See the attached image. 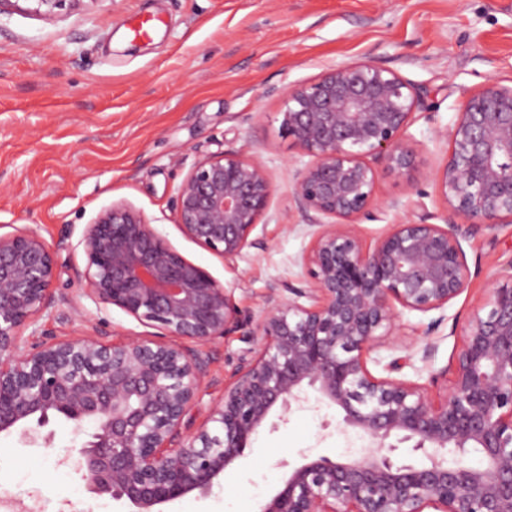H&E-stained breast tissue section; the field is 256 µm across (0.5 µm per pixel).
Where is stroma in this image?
Instances as JSON below:
<instances>
[{"label":"stroma","instance_id":"stroma-1","mask_svg":"<svg viewBox=\"0 0 512 512\" xmlns=\"http://www.w3.org/2000/svg\"><path fill=\"white\" fill-rule=\"evenodd\" d=\"M134 18L153 20L149 37L134 36ZM357 61L427 93L406 137L424 195L409 198L404 180L379 168L378 202L358 223L372 245L403 221L444 223L446 205L431 179L448 153L443 132L471 92L512 83V0H82L51 18L19 0L1 10L0 224L36 230L57 262V302L38 327L104 342L146 334L118 308L85 296L86 261L73 248L118 200L223 284L242 314L259 316L270 288L306 287L311 229L290 198L308 158L282 132L283 92ZM223 151L259 159L275 186L253 233L259 247L230 265L188 238L171 206L193 164ZM462 247L469 280L440 327L429 330L431 314L400 313L405 343L432 347L428 364L402 378L427 386L451 362L469 314L512 259V224L480 227ZM243 347L236 334L195 346L207 362V388L190 429L222 400ZM306 397L286 417H272L208 497L183 498L168 512H257L304 460L350 457L360 432L314 391ZM48 429L49 447L0 438V498L30 512H91L97 497L79 472L57 463L79 439L59 418Z\"/></svg>","mask_w":512,"mask_h":512}]
</instances>
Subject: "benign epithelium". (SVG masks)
Wrapping results in <instances>:
<instances>
[{"instance_id": "1", "label": "benign epithelium", "mask_w": 512, "mask_h": 512, "mask_svg": "<svg viewBox=\"0 0 512 512\" xmlns=\"http://www.w3.org/2000/svg\"><path fill=\"white\" fill-rule=\"evenodd\" d=\"M284 99L281 128L310 158L292 202L318 226L303 259L312 287L290 288L286 300L273 288L261 315L244 319L224 285L117 201L75 245L86 258L84 292L153 332L117 343L24 337L55 302V255L31 228L0 233V436L48 445L42 428L53 417L78 433L91 424L78 456L59 463L82 473L95 496L162 512L207 497L271 413L285 416L309 388L371 447L294 468L259 512H512V272L474 307L451 363L433 376L435 387L449 380L444 390L392 376L411 360L408 345L387 375L368 366L378 343L400 335V311H442L463 293L470 271L461 241L475 227L512 223V84L469 94L445 132L448 155L433 183L446 222L396 224L372 248L356 220L377 202V166L420 194L405 136L423 93L358 61ZM273 194L260 160L222 152L195 163L171 201L184 234L233 263L257 245L252 234ZM236 332L248 347L224 398L188 433L207 361L172 339L206 344ZM405 442L428 462L396 461ZM472 450L478 466L462 461Z\"/></svg>"}]
</instances>
